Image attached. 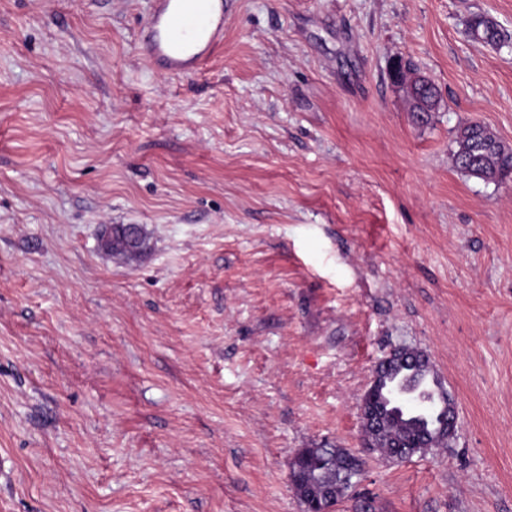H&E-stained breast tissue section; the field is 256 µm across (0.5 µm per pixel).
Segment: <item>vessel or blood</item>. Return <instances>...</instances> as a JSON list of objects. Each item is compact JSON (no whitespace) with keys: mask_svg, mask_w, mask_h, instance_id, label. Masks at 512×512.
I'll return each mask as SVG.
<instances>
[{"mask_svg":"<svg viewBox=\"0 0 512 512\" xmlns=\"http://www.w3.org/2000/svg\"><path fill=\"white\" fill-rule=\"evenodd\" d=\"M153 11L138 38L145 62L172 76L200 72L224 38V0H152Z\"/></svg>","mask_w":512,"mask_h":512,"instance_id":"vessel-or-blood-1","label":"vessel or blood"}]
</instances>
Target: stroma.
I'll list each match as a JSON object with an SVG mask.
<instances>
[{
  "label": "stroma",
  "instance_id": "35a3bbf8",
  "mask_svg": "<svg viewBox=\"0 0 512 512\" xmlns=\"http://www.w3.org/2000/svg\"><path fill=\"white\" fill-rule=\"evenodd\" d=\"M149 7L0 0V512H303L294 453L359 451L400 345L456 436L366 454L336 512H512V178L452 160L472 121L512 145V46L468 35L512 0H226L183 77ZM137 225L130 224L128 226V234L134 239L137 236ZM139 234L137 237L136 245H129L127 227L125 225H112L108 231L109 248L107 251L112 252L113 256L120 257L126 261L137 260L145 247V234L141 227H139ZM407 353H409L407 347H395L379 359L373 368L369 383L360 396L359 412L362 420V426L366 425L371 427L374 434L379 433L381 416L379 414L378 407L375 405L366 406V401L370 400L373 402L376 399L375 397L378 391L381 392L384 390L386 393L388 392L389 384L385 379V371L393 360L402 357ZM442 412L439 414L440 422L438 431L440 434L447 436L448 440L453 438L457 430V413L454 398L448 390L441 386L440 391ZM448 408V415L444 414Z\"/></svg>",
  "mask_w": 512,
  "mask_h": 512
}]
</instances>
